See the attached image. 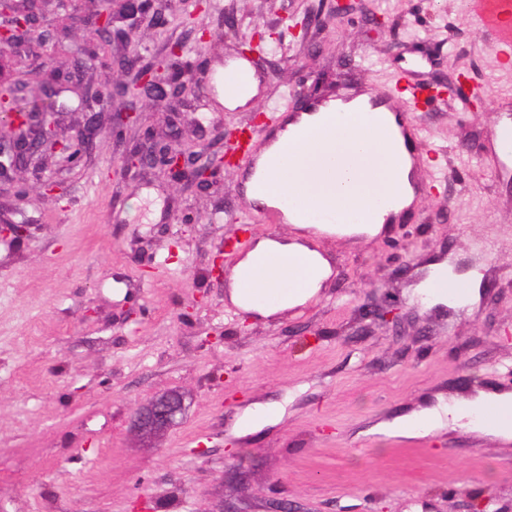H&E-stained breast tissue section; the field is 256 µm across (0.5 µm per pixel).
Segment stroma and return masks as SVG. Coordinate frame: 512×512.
<instances>
[{
    "instance_id": "stroma-1",
    "label": "stroma",
    "mask_w": 512,
    "mask_h": 512,
    "mask_svg": "<svg viewBox=\"0 0 512 512\" xmlns=\"http://www.w3.org/2000/svg\"><path fill=\"white\" fill-rule=\"evenodd\" d=\"M341 20L331 0H193L168 23L125 22L130 57L166 58L181 42L193 85L177 120L145 107L155 133L205 144L221 124L252 128L254 112L283 103L316 75L311 100L344 89L389 91L394 74L441 94L417 118L431 154L416 173L424 191L409 221L379 235L315 239L332 274L318 297L264 319L229 300L225 269L263 235L293 237L265 221L244 193L245 165L209 189L149 170L105 173L134 132L105 133L90 158L49 159L65 203L0 194V218L28 227L0 239V512H512V442L442 432L419 442L370 433L374 423L433 403L437 394L512 384V174L493 146L512 127V66L467 0H361ZM385 29H378L377 19ZM85 26L23 63H69L100 43ZM248 59L258 85L245 106L218 100L215 77ZM484 94L472 108L458 75ZM479 269L474 306L428 307L411 286L420 261ZM396 302L401 318L364 326V300ZM183 395L167 430L145 435L132 417L157 395ZM287 401L279 424L238 438L234 425L256 404ZM205 456H197V446ZM244 482H226L232 463Z\"/></svg>"
}]
</instances>
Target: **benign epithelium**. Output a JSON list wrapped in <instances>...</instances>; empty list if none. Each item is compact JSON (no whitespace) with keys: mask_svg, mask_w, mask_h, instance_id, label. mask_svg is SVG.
<instances>
[{"mask_svg":"<svg viewBox=\"0 0 512 512\" xmlns=\"http://www.w3.org/2000/svg\"><path fill=\"white\" fill-rule=\"evenodd\" d=\"M35 0H0V68L6 56H17L21 46L32 39L39 27V13L34 10ZM95 5L91 11L68 12L62 22L55 26L53 36L65 37L84 21H91L104 32L108 42L121 44L128 41V32L116 26L120 20L151 13L153 25L165 22V10L151 9L152 0H89ZM108 55L99 52L96 45L84 49L67 70L59 68L50 73L41 71V94L47 97L51 109L47 112H30L18 106L16 97L19 80H3L0 77V186L9 185L11 191L26 199L33 193L37 196H54L62 185L54 177H41L27 190L15 186L13 173L28 167L38 157H53L67 166L77 165L92 146L97 134L96 116L87 117L85 124L71 135L58 128L56 100L59 90L70 86L78 96L88 95L89 86L82 82L87 67L106 69L110 66L121 71V77L104 85L96 95L102 102V110L108 113L109 129L123 132L138 128L141 137L129 148L120 163L112 167V178L124 179L129 172L140 167H152L160 175L174 183L190 182L199 189L207 188L215 176L230 167L232 157L227 151L211 152L194 146L181 148L153 134L142 122L143 112L137 107L115 108L117 100L165 101L169 111L174 112L189 90V80L166 74L167 65L162 62H146L133 73L126 71L125 64L114 62L108 66ZM365 316L371 322L397 317L396 309L390 306L370 304ZM185 410L180 394L171 392L155 397L134 414V425L144 432L163 430L177 421Z\"/></svg>","mask_w":512,"mask_h":512,"instance_id":"1","label":"benign epithelium"}]
</instances>
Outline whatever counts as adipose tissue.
I'll return each mask as SVG.
<instances>
[{"label":"adipose tissue","mask_w":512,"mask_h":512,"mask_svg":"<svg viewBox=\"0 0 512 512\" xmlns=\"http://www.w3.org/2000/svg\"><path fill=\"white\" fill-rule=\"evenodd\" d=\"M307 141L269 173L286 188L288 204L308 212L337 211L340 223L320 224V233L340 236H377L389 213L412 204V164L399 149L398 127L392 114L380 125L368 126L353 107L336 105L319 113ZM300 257V264L280 275L257 279L256 297L232 286L230 299L240 310L262 317L305 304L320 291L331 274L320 252L299 240L260 237L236 263L233 277L254 270L259 256ZM512 406V393L479 390L465 399L437 397L435 404L390 420L378 430L398 437H420L444 430H462L504 441L512 439V421L491 424L488 412Z\"/></svg>","instance_id":"1"}]
</instances>
